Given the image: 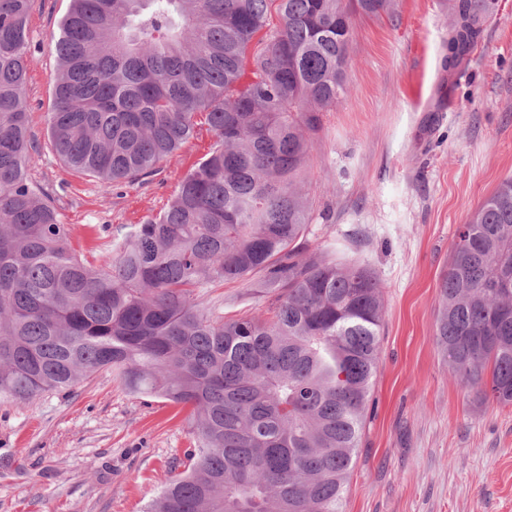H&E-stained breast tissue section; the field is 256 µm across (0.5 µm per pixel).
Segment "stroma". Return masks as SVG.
Listing matches in <instances>:
<instances>
[{
	"label": "stroma",
	"instance_id": "1",
	"mask_svg": "<svg viewBox=\"0 0 512 512\" xmlns=\"http://www.w3.org/2000/svg\"><path fill=\"white\" fill-rule=\"evenodd\" d=\"M69 0L30 18L33 179L49 185L69 248L92 263L155 216L203 156L204 134L143 183L107 189L71 171L47 134ZM453 0H395L354 16L348 92L325 113L305 185L307 254L336 247L383 286L381 353L343 512H512V406L482 403L436 342L439 285L458 228L512 176V0H492L465 65L446 70ZM225 317L259 315L258 289H217ZM186 413L99 372L73 391L0 405V512H143L192 447Z\"/></svg>",
	"mask_w": 512,
	"mask_h": 512
}]
</instances>
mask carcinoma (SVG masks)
<instances>
[{
	"label": "carcinoma",
	"mask_w": 512,
	"mask_h": 512,
	"mask_svg": "<svg viewBox=\"0 0 512 512\" xmlns=\"http://www.w3.org/2000/svg\"><path fill=\"white\" fill-rule=\"evenodd\" d=\"M35 3L0 0V404L109 371L187 411L194 436L146 512H342L383 289L330 247L304 255L315 204L302 180L347 92L353 16L394 0H70L48 128L71 170L139 184L211 136L165 208L99 266L67 247L29 174ZM488 7L455 0L452 65ZM232 282L262 288L265 315L224 318L209 290ZM439 288L452 370L477 399L512 405V178L459 229Z\"/></svg>",
	"instance_id": "1"
}]
</instances>
